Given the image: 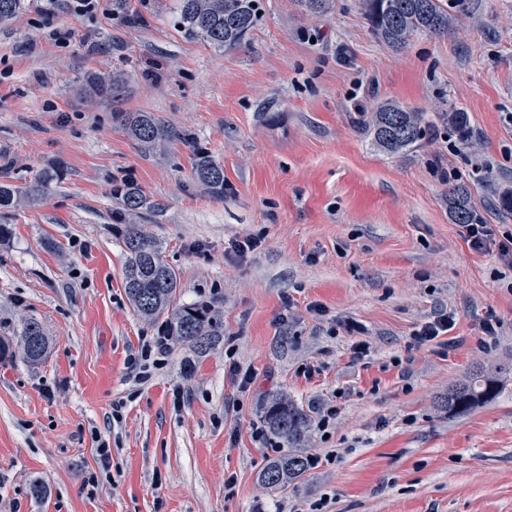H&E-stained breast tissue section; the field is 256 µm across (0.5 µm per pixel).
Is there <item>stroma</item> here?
Masks as SVG:
<instances>
[{"instance_id":"stroma-1","label":"stroma","mask_w":512,"mask_h":512,"mask_svg":"<svg viewBox=\"0 0 512 512\" xmlns=\"http://www.w3.org/2000/svg\"><path fill=\"white\" fill-rule=\"evenodd\" d=\"M173 2L79 14L21 0L0 24V182L56 176L0 211V336L32 316L50 339L42 364L0 361V512H512V377L466 414L445 406L476 367L512 366V270L468 248L444 197L449 180L467 184L497 236L512 234L497 208L512 187V0H464L454 31L400 53L359 0L317 17L261 0L247 45L225 51L184 38ZM119 70L113 98L83 93L87 75ZM376 98L430 113L455 102L475 146L442 121L433 142L385 156L366 128ZM133 112L193 132L224 168L223 196L196 180L188 147L131 141ZM477 166L491 182L471 180ZM129 224L161 244L181 302L224 322L213 350L171 344L145 380L132 362L162 323L126 295ZM443 313L445 341L413 345ZM276 393L307 414L305 452L320 462L273 491L259 474L274 452L256 432Z\"/></svg>"}]
</instances>
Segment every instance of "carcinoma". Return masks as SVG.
<instances>
[{
	"label": "carcinoma",
	"instance_id": "1",
	"mask_svg": "<svg viewBox=\"0 0 512 512\" xmlns=\"http://www.w3.org/2000/svg\"><path fill=\"white\" fill-rule=\"evenodd\" d=\"M301 9L318 16L332 8L333 0H298ZM364 19L377 38L394 51L408 46L412 39L448 33L455 27L454 7L447 0H360ZM258 0H176L173 22L183 36L200 40L224 50L242 46L260 17ZM124 83L117 73L106 80L91 76L88 92L107 98ZM448 130L463 145L472 139L468 112L448 102L444 112ZM122 126L130 138L143 148L162 140L178 141L192 150V169L197 180L212 195L224 196V168L197 143L188 130H174L162 125L150 112L129 113ZM369 132L372 145L390 155H405L432 142L438 129L427 113L392 100L374 102L370 110ZM50 177L37 178L26 187L0 183V209L12 207L25 196L37 199L47 190ZM448 212L455 224H482L484 218L471 199L467 186L448 182ZM126 261L125 288L134 311L145 320L164 318V335L186 345L198 354L214 349L224 336V321L204 304H179V280L176 271L160 257L158 244L138 224H128L122 234ZM49 338L36 318L21 321L14 338L0 337V359L19 355L31 364H40L48 354ZM507 369L488 371L477 368L469 379L448 390V414L459 415L481 402L496 398L500 376ZM263 421L270 434L286 448L268 461L261 472V483L278 490L300 479L309 469V458L299 449L305 446L309 418L298 405L283 396H274L263 408Z\"/></svg>",
	"mask_w": 512,
	"mask_h": 512
}]
</instances>
